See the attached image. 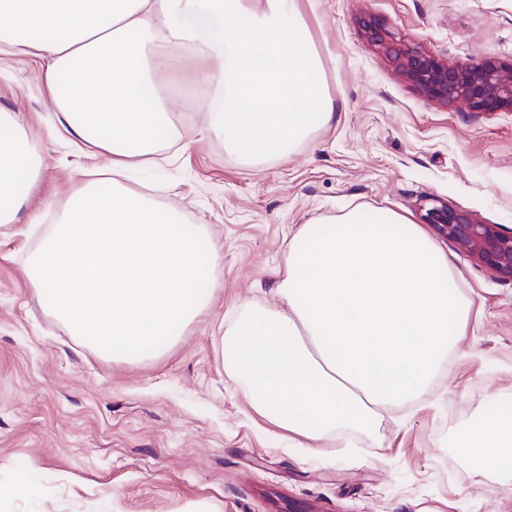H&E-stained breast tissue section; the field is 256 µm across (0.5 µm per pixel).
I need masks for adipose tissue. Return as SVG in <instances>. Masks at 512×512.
Returning a JSON list of instances; mask_svg holds the SVG:
<instances>
[{"mask_svg": "<svg viewBox=\"0 0 512 512\" xmlns=\"http://www.w3.org/2000/svg\"><path fill=\"white\" fill-rule=\"evenodd\" d=\"M201 39L224 74L210 127L246 158L280 152L331 118L296 0H0V56L37 62L59 114L55 136L105 154L113 175L77 189L26 277L91 349L138 359L175 342L210 301L214 254L201 231L118 181L178 131L158 75ZM14 114L0 113V223L38 177ZM283 305L237 318L224 355L264 417L315 442L361 428L421 393L459 336L469 303L447 258L395 215L301 225L276 285ZM480 468L512 461V422L488 410L462 434Z\"/></svg>", "mask_w": 512, "mask_h": 512, "instance_id": "obj_1", "label": "adipose tissue"}]
</instances>
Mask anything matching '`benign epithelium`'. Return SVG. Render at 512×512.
Here are the masks:
<instances>
[{
  "mask_svg": "<svg viewBox=\"0 0 512 512\" xmlns=\"http://www.w3.org/2000/svg\"><path fill=\"white\" fill-rule=\"evenodd\" d=\"M362 27L369 41L422 96L445 106L461 104L472 112H512V63L483 59L450 65L400 42L375 19L363 20ZM423 221L493 275L512 280V230L486 224L440 199L425 209Z\"/></svg>",
  "mask_w": 512,
  "mask_h": 512,
  "instance_id": "benign-epithelium-1",
  "label": "benign epithelium"
}]
</instances>
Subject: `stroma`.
Masks as SVG:
<instances>
[{"label": "stroma", "mask_w": 512, "mask_h": 512, "mask_svg": "<svg viewBox=\"0 0 512 512\" xmlns=\"http://www.w3.org/2000/svg\"><path fill=\"white\" fill-rule=\"evenodd\" d=\"M332 118L283 152L246 161L209 130L215 87L185 47L162 73L179 129L127 186L197 225L217 260L211 302L179 340L139 360L106 357L51 314L24 274L46 227L103 156L52 137L39 66L0 59V110L41 156L13 223L0 224V485L30 474L35 498L0 512H512V470L485 474L458 436L491 402L512 408V281L424 223L441 198L512 227V112L429 100L367 39L373 17L455 64L512 61V0H297ZM358 209L422 227L471 303L467 334L424 393L341 429L313 453L259 415L228 377L227 334L244 304L281 306L275 285L297 229Z\"/></svg>", "instance_id": "1"}]
</instances>
